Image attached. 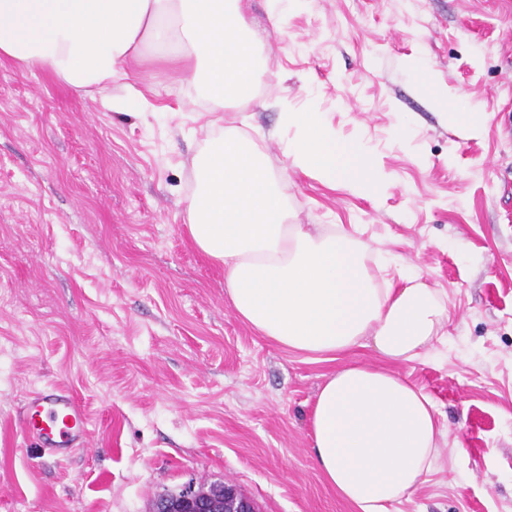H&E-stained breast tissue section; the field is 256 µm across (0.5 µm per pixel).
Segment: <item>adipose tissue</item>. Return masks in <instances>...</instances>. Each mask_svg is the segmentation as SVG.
Here are the masks:
<instances>
[{"label":"adipose tissue","mask_w":512,"mask_h":512,"mask_svg":"<svg viewBox=\"0 0 512 512\" xmlns=\"http://www.w3.org/2000/svg\"><path fill=\"white\" fill-rule=\"evenodd\" d=\"M261 37L242 0H0V58L51 71L75 90L111 93L125 65L161 48L162 61L201 82L215 106L253 99ZM412 70L452 123L477 132L484 115L464 108L433 71ZM294 167L329 186L375 195L388 176L359 142L340 140L317 112L289 110ZM186 224L196 248L224 267L236 315L291 351L332 355L369 347L396 362L425 356L448 311L419 279L381 286L367 248L342 225L290 223L288 197L246 135L214 128L192 161ZM317 467L358 512H392L440 455L432 397L397 373L348 365L319 389L310 419Z\"/></svg>","instance_id":"1"}]
</instances>
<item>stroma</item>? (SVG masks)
<instances>
[{"instance_id":"1","label":"stroma","mask_w":512,"mask_h":512,"mask_svg":"<svg viewBox=\"0 0 512 512\" xmlns=\"http://www.w3.org/2000/svg\"><path fill=\"white\" fill-rule=\"evenodd\" d=\"M263 70L228 130L266 154L296 224H341L379 281L420 272L448 310L443 340L393 371L435 401L442 459L393 512H512V0H246ZM426 62L481 132L415 84ZM120 104L0 59V512H151L188 479L230 483L260 512H356L314 462L310 415L338 362L280 348L239 319L224 268L192 244L184 198L209 103L181 74L127 64ZM321 113L388 175L378 197L292 167L278 102ZM62 386L86 449L54 460L20 422Z\"/></svg>"}]
</instances>
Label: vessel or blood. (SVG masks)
Instances as JSON below:
<instances>
[{"label": "vessel or blood", "instance_id": "b4317fda", "mask_svg": "<svg viewBox=\"0 0 512 512\" xmlns=\"http://www.w3.org/2000/svg\"><path fill=\"white\" fill-rule=\"evenodd\" d=\"M25 426L49 457H70L86 441V416L77 399L55 387L32 393L23 410Z\"/></svg>", "mask_w": 512, "mask_h": 512}]
</instances>
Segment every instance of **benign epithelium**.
<instances>
[{"instance_id": "obj_1", "label": "benign epithelium", "mask_w": 512, "mask_h": 512, "mask_svg": "<svg viewBox=\"0 0 512 512\" xmlns=\"http://www.w3.org/2000/svg\"><path fill=\"white\" fill-rule=\"evenodd\" d=\"M152 512H259L255 501L233 484H224L216 494L197 489L190 480L176 492L154 501Z\"/></svg>"}]
</instances>
